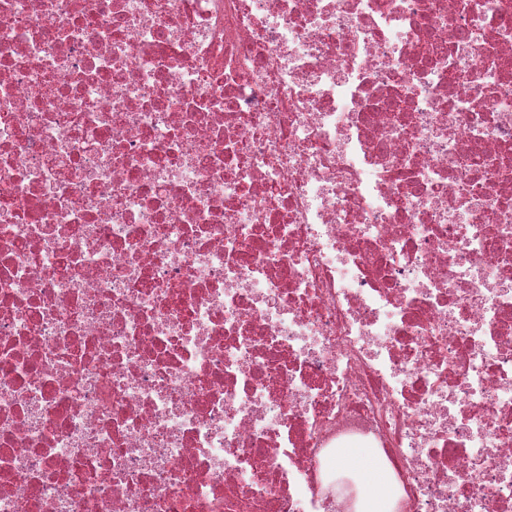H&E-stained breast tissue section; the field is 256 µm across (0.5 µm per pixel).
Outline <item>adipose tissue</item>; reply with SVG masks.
<instances>
[{"instance_id": "obj_1", "label": "adipose tissue", "mask_w": 512, "mask_h": 512, "mask_svg": "<svg viewBox=\"0 0 512 512\" xmlns=\"http://www.w3.org/2000/svg\"><path fill=\"white\" fill-rule=\"evenodd\" d=\"M348 460L356 464L362 478L355 512H395L394 488L380 458L367 448H342L336 452V470L344 471Z\"/></svg>"}]
</instances>
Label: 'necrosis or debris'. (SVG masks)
Returning a JSON list of instances; mask_svg holds the SVG:
<instances>
[{"label":"necrosis or debris","instance_id":"4bbe7bcc","mask_svg":"<svg viewBox=\"0 0 512 512\" xmlns=\"http://www.w3.org/2000/svg\"><path fill=\"white\" fill-rule=\"evenodd\" d=\"M512 512V0H0V512ZM353 461L361 472L362 484L355 503V512H394L396 500L386 467L368 448H342L336 452L333 467L346 471L344 461Z\"/></svg>","mask_w":512,"mask_h":512}]
</instances>
